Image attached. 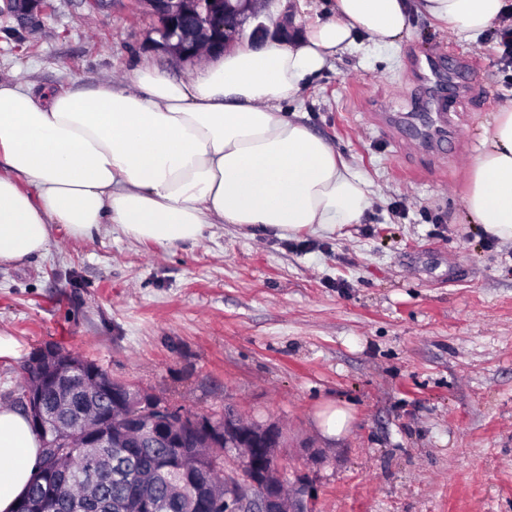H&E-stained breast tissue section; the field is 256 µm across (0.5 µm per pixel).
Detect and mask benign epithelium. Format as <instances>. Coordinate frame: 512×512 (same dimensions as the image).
<instances>
[{
    "label": "benign epithelium",
    "mask_w": 512,
    "mask_h": 512,
    "mask_svg": "<svg viewBox=\"0 0 512 512\" xmlns=\"http://www.w3.org/2000/svg\"><path fill=\"white\" fill-rule=\"evenodd\" d=\"M157 19V45L174 49L192 59L197 33L208 36V47L216 53L228 44L227 31L240 25L238 17L256 21L248 42L262 44L282 40L290 34L288 22L270 30L259 20L262 0H140ZM50 0H6V8L22 24L50 9ZM170 417L154 421L152 438L163 444L179 442L187 448L208 446L224 454V503L226 512H312L315 497L310 473L288 474L291 492L281 481L269 479L272 468L283 470L278 449L284 447V433L271 421L247 423L233 406L224 409V421L209 417L190 420L171 408Z\"/></svg>",
    "instance_id": "1"
}]
</instances>
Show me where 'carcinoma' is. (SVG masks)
<instances>
[{
  "label": "carcinoma",
  "instance_id": "obj_1",
  "mask_svg": "<svg viewBox=\"0 0 512 512\" xmlns=\"http://www.w3.org/2000/svg\"><path fill=\"white\" fill-rule=\"evenodd\" d=\"M22 389L39 390L45 377L54 383L43 396L45 427H34L42 448L37 471L21 496L28 512H137L150 499L158 512H225L224 502L208 503L205 487L224 486V458L212 448H176L151 441L145 433L121 431L123 424H107L108 439L96 448L57 463L52 445L62 447L80 432L81 413L56 411L65 396L80 402L99 385L134 387L115 380L96 363L51 345L39 366L24 363Z\"/></svg>",
  "mask_w": 512,
  "mask_h": 512
}]
</instances>
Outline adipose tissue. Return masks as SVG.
<instances>
[{"mask_svg": "<svg viewBox=\"0 0 512 512\" xmlns=\"http://www.w3.org/2000/svg\"><path fill=\"white\" fill-rule=\"evenodd\" d=\"M417 14L474 39L512 19V0H331L288 43L230 45L186 81L145 65L44 103L0 80V266L42 255L57 224L80 238L113 224L165 248L212 224L285 236L362 223L371 182L284 106L357 36L397 46ZM464 207L512 241V100L483 128ZM39 448L27 416L0 408V512H14Z\"/></svg>", "mask_w": 512, "mask_h": 512, "instance_id": "obj_1", "label": "adipose tissue"}]
</instances>
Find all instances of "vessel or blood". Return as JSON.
I'll list each match as a JSON object with an SVG mask.
<instances>
[{"label": "vessel or blood", "mask_w": 512, "mask_h": 512, "mask_svg": "<svg viewBox=\"0 0 512 512\" xmlns=\"http://www.w3.org/2000/svg\"><path fill=\"white\" fill-rule=\"evenodd\" d=\"M422 88L406 116L392 119L379 115L380 123L390 127H407L413 138L432 147H439L448 137V115L461 105L463 96L454 69L442 66L431 58H415Z\"/></svg>", "instance_id": "1"}]
</instances>
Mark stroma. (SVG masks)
<instances>
[{"label":"stroma","instance_id":"35a3bbf8","mask_svg":"<svg viewBox=\"0 0 512 512\" xmlns=\"http://www.w3.org/2000/svg\"><path fill=\"white\" fill-rule=\"evenodd\" d=\"M137 0H54L6 37L0 75L36 98L126 79L147 61L178 80L194 65L152 46ZM397 46L360 37L296 107L375 191L362 223L289 238L207 226L167 248L103 225L55 227L47 252L0 267V396L21 360L58 343L173 407L282 425L285 470L308 463L315 512H512V242L468 223L466 166L482 126L512 99L492 35L465 39L416 16ZM453 55L469 97L449 154L422 150L373 115H404L419 90L409 62ZM347 416L336 437L319 427Z\"/></svg>","mask_w":512,"mask_h":512}]
</instances>
